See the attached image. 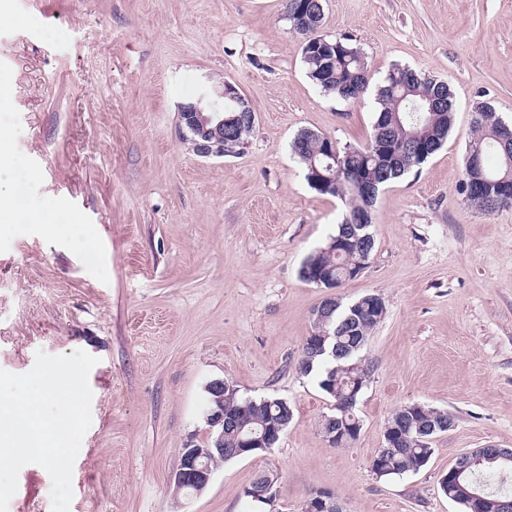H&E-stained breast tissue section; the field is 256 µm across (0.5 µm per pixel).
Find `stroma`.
Masks as SVG:
<instances>
[{"label": "stroma", "instance_id": "35a3bbf8", "mask_svg": "<svg viewBox=\"0 0 512 512\" xmlns=\"http://www.w3.org/2000/svg\"><path fill=\"white\" fill-rule=\"evenodd\" d=\"M323 35L362 49L371 84L396 64L449 80L446 145L389 184L367 268L336 288L380 295L358 438L328 446L331 400L296 370L327 289L302 261L344 206L309 187L289 144L301 130L364 145L373 93L356 102L309 78L285 0H10L0 21V109L9 162L42 224L0 222V369L37 352L98 357L92 424L70 512H303L332 491L344 512H463L439 489L457 459L512 448V208L476 210L460 190L471 113L512 120V0H325ZM232 82L256 113L241 154L196 155L179 104ZM273 396L293 417L270 451L220 463L207 489L173 484L183 448L207 447L206 385ZM453 414L429 463L380 477L392 414ZM267 500L246 491L261 474ZM51 478L24 466L8 512H51Z\"/></svg>", "mask_w": 512, "mask_h": 512}]
</instances>
